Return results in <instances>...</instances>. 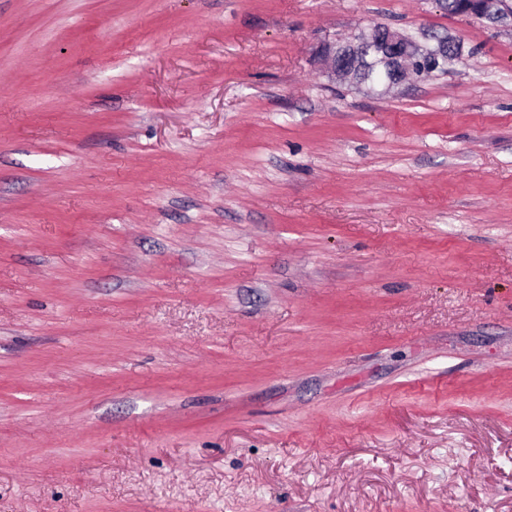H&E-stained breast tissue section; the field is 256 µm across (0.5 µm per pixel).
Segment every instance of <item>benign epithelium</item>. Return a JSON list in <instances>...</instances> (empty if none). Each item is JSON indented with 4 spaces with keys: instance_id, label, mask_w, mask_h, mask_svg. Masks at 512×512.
<instances>
[{
    "instance_id": "1",
    "label": "benign epithelium",
    "mask_w": 512,
    "mask_h": 512,
    "mask_svg": "<svg viewBox=\"0 0 512 512\" xmlns=\"http://www.w3.org/2000/svg\"><path fill=\"white\" fill-rule=\"evenodd\" d=\"M469 7L461 12L495 25L512 18V0H467ZM424 51L409 36L388 27H375L366 36H360L346 45H326L320 56L332 78L356 81L357 74L351 61L358 57L373 56L376 72L386 77L388 85H396L409 76L410 61Z\"/></svg>"
}]
</instances>
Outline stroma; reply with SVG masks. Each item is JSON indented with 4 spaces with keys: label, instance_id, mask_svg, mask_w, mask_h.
Instances as JSON below:
<instances>
[{
    "label": "stroma",
    "instance_id": "obj_1",
    "mask_svg": "<svg viewBox=\"0 0 512 512\" xmlns=\"http://www.w3.org/2000/svg\"><path fill=\"white\" fill-rule=\"evenodd\" d=\"M0 512H512V26L0 0ZM429 51H423L411 37L381 26L346 45H325L320 56L331 78L338 77L357 83L358 76L351 61L372 55L376 72L386 77L388 85L392 86L408 78L412 59L426 55Z\"/></svg>",
    "mask_w": 512,
    "mask_h": 512
}]
</instances>
